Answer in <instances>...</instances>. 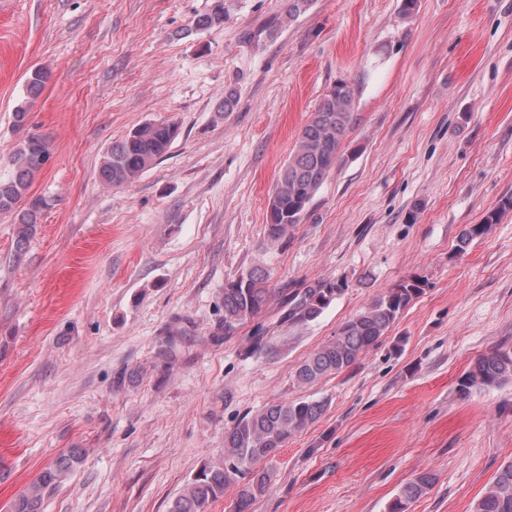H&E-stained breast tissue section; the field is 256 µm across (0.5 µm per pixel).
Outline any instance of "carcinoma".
Returning <instances> with one entry per match:
<instances>
[{
  "instance_id": "obj_1",
  "label": "carcinoma",
  "mask_w": 512,
  "mask_h": 512,
  "mask_svg": "<svg viewBox=\"0 0 512 512\" xmlns=\"http://www.w3.org/2000/svg\"><path fill=\"white\" fill-rule=\"evenodd\" d=\"M312 0H287L285 16L269 21L260 33L273 37L284 18L306 13ZM224 7L200 16L195 28L206 30L224 25ZM50 73L35 68L27 79L26 96L15 107L14 125H26L32 100L43 91ZM352 91L345 85L326 94L311 113L295 142L288 164L281 171L267 212L266 232L271 241L283 239L288 230L301 222L307 208L340 158L341 149L353 122ZM174 122H145L122 139L112 143L103 154L99 178L108 186L125 185L154 165L179 137ZM50 157L49 142L32 133L18 142L9 154L13 176L0 181V212L15 213L18 224L17 251H22L34 235L42 212L50 206L43 196L27 201L18 208L35 174ZM512 207L504 200L490 211L482 223L463 229L459 249L465 250L477 237L496 223L499 211ZM268 276L250 271L224 284V334L237 326L262 317L270 307L273 293L267 286ZM417 277L400 282L371 302L363 311L341 325L334 339L319 348L300 364L294 374L297 385H312L328 375L340 374L357 363L359 357L379 345L401 311L422 291ZM342 291L339 283L327 280L303 281L278 302L280 323L290 327L316 320ZM270 346V337L257 330L249 338L245 356L262 354ZM512 381V351L496 349L476 359L462 375L459 390L467 395L474 388H489ZM320 400H293L272 404L246 413L224 436V452L204 463L187 482L183 492L169 506V512H207L209 505L224 496L228 487H236L233 512H248L252 502L266 493L271 476L263 463L273 458L288 439L314 423L325 411ZM81 462L77 451L61 453L22 492L12 498L0 512H42L45 498L53 494L75 465ZM434 474L420 472L401 490L389 512H408L409 505L429 489ZM473 512H512V462L499 468L474 505Z\"/></svg>"
}]
</instances>
